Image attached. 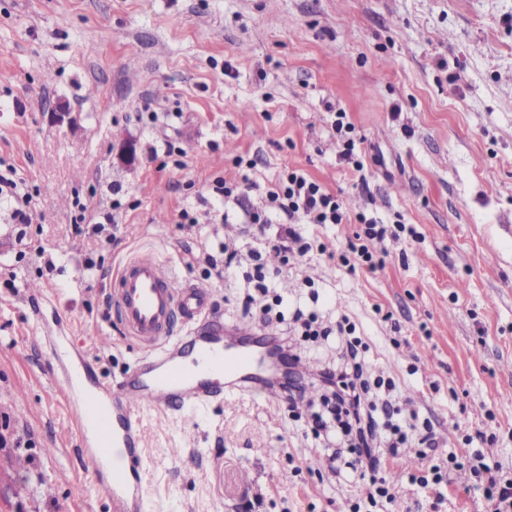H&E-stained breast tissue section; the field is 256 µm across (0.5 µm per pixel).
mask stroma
Instances as JSON below:
<instances>
[{"label": "stroma", "instance_id": "obj_1", "mask_svg": "<svg viewBox=\"0 0 512 512\" xmlns=\"http://www.w3.org/2000/svg\"><path fill=\"white\" fill-rule=\"evenodd\" d=\"M155 121H138L140 112ZM356 128L368 189L331 126ZM64 113L57 121L56 113ZM259 157L254 169L237 157ZM32 222L0 199V512H112L83 468L56 348L83 351L108 385L142 350L106 312L114 275L147 252L212 289L211 311L249 325L250 250L279 269L284 316L348 318L369 379L465 458L476 431L512 477V0H0V169ZM287 166L350 213L405 225L384 268L341 257L358 224H329L311 252L280 254L222 219L215 178H249L254 208ZM121 209H113V200ZM94 220L78 222L80 207ZM196 216L178 221L180 210ZM236 254L226 278L196 261ZM303 402L228 396L195 413L143 414L145 512H345L368 489L329 471ZM395 503L368 512H485L452 472L433 505L406 461L381 460ZM0 194H9L16 198L18 206L12 211L11 218L16 224H31L32 215L28 209L26 195H20L17 191L16 181L7 174L0 173Z\"/></svg>", "mask_w": 512, "mask_h": 512}]
</instances>
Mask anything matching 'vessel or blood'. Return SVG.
<instances>
[{
  "mask_svg": "<svg viewBox=\"0 0 512 512\" xmlns=\"http://www.w3.org/2000/svg\"><path fill=\"white\" fill-rule=\"evenodd\" d=\"M210 297L207 284L178 285L173 269L152 256L130 258L112 286L110 306L126 335L145 349L138 367L110 387L89 386L93 362L86 356L64 375L80 429L95 431L82 460L111 493L113 512L146 507L144 409L186 412L228 392L283 393L280 380L264 375L251 330L203 319Z\"/></svg>",
  "mask_w": 512,
  "mask_h": 512,
  "instance_id": "vessel-or-blood-1",
  "label": "vessel or blood"
}]
</instances>
